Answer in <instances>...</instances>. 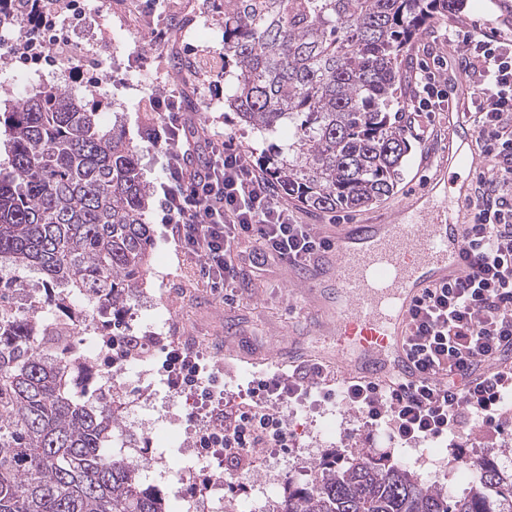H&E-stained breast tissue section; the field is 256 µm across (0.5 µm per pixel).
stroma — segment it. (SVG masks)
Segmentation results:
<instances>
[{
  "instance_id": "1",
  "label": "stroma",
  "mask_w": 512,
  "mask_h": 512,
  "mask_svg": "<svg viewBox=\"0 0 512 512\" xmlns=\"http://www.w3.org/2000/svg\"><path fill=\"white\" fill-rule=\"evenodd\" d=\"M117 2L90 0L85 19L69 26L68 35L74 44L86 47L88 60L99 68L101 125L122 126L127 139L138 149L144 180L154 186L161 176V166L146 136L165 118L164 113L147 111L146 106L151 98L164 97L177 88L187 92L183 106L191 124L214 134L232 135L236 145L250 151L253 158H261L271 144L270 138L254 132L225 109L223 99L210 89V76L195 78L185 68L186 60L197 55L223 58L224 0H165L162 33L158 36L148 33L139 15L117 11ZM446 26L478 28L491 34L506 32L512 27V0H464L461 12L438 13L430 29L414 39L401 58L398 111L407 112L413 95L412 76L423 66L448 81L455 103L470 105L473 83L463 73L459 49L432 43V31ZM130 58L137 67L129 73L125 85L110 84L108 77L115 60ZM414 118L421 132L408 136L411 149L403 164L402 180L392 196L352 212H326L297 203L293 206L297 220L317 229L326 224H385L397 206L422 197L438 213L440 223H447L443 177L450 174L473 183L480 172L468 167L449 169L444 111L418 112ZM148 218L153 243L146 283L128 297L124 307L125 312L141 315L130 329L137 336L148 331L150 321L144 313L149 306H158L180 327L182 335L200 337L206 364L230 379L225 400L238 401L252 372L274 364L282 339L289 332H300L306 309L303 284L289 275L287 264L280 260L271 258L261 265L245 260L237 277L239 297L225 302L223 290L212 288L199 264L180 251L162 222L158 204H151ZM155 407L148 428L170 436L171 442L162 454L167 470L179 471L186 464L181 436L190 424L192 407L186 399L169 398L163 387L156 390ZM306 415L310 425L298 445L314 449L317 460L330 458L345 440L352 448L371 450L381 465L405 469L419 482L443 489L448 495H462L473 483L472 478L461 477L457 469L449 467L443 443L402 448L386 458L365 434L352 433L357 411L342 412L329 404L307 410ZM468 442L474 457L512 473V401L503 406L501 432L489 434L474 424L468 431Z\"/></svg>"
}]
</instances>
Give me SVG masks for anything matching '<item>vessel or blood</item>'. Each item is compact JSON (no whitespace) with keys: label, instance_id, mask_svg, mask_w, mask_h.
Listing matches in <instances>:
<instances>
[{"label":"vessel or blood","instance_id":"obj_1","mask_svg":"<svg viewBox=\"0 0 512 512\" xmlns=\"http://www.w3.org/2000/svg\"><path fill=\"white\" fill-rule=\"evenodd\" d=\"M448 133L461 144L449 154L456 165L477 166L476 135L457 106H449ZM468 184L448 190V221L418 224L406 204L387 224L325 227L330 248L298 270L308 283L309 334L289 340L281 356L315 355L336 363L344 380H414L418 371L407 346L411 310L424 289L467 278L461 256Z\"/></svg>","mask_w":512,"mask_h":512}]
</instances>
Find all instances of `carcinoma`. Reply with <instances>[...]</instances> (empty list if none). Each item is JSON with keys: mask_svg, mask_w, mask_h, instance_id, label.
<instances>
[{"mask_svg": "<svg viewBox=\"0 0 512 512\" xmlns=\"http://www.w3.org/2000/svg\"><path fill=\"white\" fill-rule=\"evenodd\" d=\"M461 0H224V99L261 134L288 139L264 157L268 179L318 210L392 195L409 143L392 112L399 57L437 9ZM0 129V512H173L142 468L114 451V394L86 395L76 336L43 331L37 309L124 336L119 316L145 278L150 189L137 150L103 130L89 101L39 90L5 103ZM29 289L13 308L8 293ZM46 289L49 295H41ZM288 488L283 512H512V475L481 467L450 499L363 449Z\"/></svg>", "mask_w": 512, "mask_h": 512, "instance_id": "obj_1", "label": "carcinoma"}]
</instances>
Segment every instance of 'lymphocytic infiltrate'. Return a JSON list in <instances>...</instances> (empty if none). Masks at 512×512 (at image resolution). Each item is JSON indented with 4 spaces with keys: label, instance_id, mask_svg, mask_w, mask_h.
Segmentation results:
<instances>
[{
    "label": "lymphocytic infiltrate",
    "instance_id": "f902f5d3",
    "mask_svg": "<svg viewBox=\"0 0 512 512\" xmlns=\"http://www.w3.org/2000/svg\"><path fill=\"white\" fill-rule=\"evenodd\" d=\"M438 39L465 47L462 66L476 95L468 118L491 173L478 180L463 231L470 277L426 289L412 310L408 346L419 378L335 386L333 370L305 360L257 375L248 399L229 405L218 372L197 354L169 352L165 368L177 370L208 418L222 425L198 438L197 458L205 468H242L246 456L268 442L289 448L290 418L311 402L340 400L357 410L359 427L383 434L396 447L447 441L456 461L469 457L465 431L472 423L499 430L502 405L512 392V39L450 28ZM181 98L174 91L152 104L166 115L151 137L164 173L163 221L188 257L200 261L204 277L223 288L225 301L238 296L242 248H249L253 261L276 258L292 266L327 250L329 239L298 223L231 138H205V163L194 166L189 145L196 132L182 118Z\"/></svg>",
    "mask_w": 512,
    "mask_h": 512
}]
</instances>
